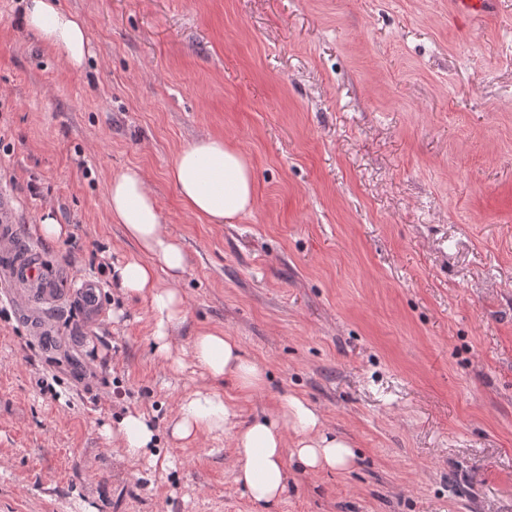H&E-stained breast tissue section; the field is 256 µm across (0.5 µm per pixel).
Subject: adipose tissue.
Returning <instances> with one entry per match:
<instances>
[{"mask_svg": "<svg viewBox=\"0 0 512 512\" xmlns=\"http://www.w3.org/2000/svg\"><path fill=\"white\" fill-rule=\"evenodd\" d=\"M22 22L44 45L61 51L70 68H82L91 54L83 17L62 9L58 0H26ZM168 176L184 207L204 223L229 224L253 207V169L223 138L202 135L181 148ZM108 211L140 251L114 267V279L125 294L149 299L157 318L159 355L169 358V330L184 318L183 299L170 286L185 270L184 248L164 227L140 168L129 167L112 177ZM193 354L214 381L232 378L244 389L266 382L264 371L221 329L197 331ZM218 431L230 434L235 479L262 512H271L286 493L289 461H296L304 471L317 472L348 468L355 456L352 443L328 429L322 414L294 395L284 396L273 411L243 425L220 392L198 390L188 395L172 426L173 436L192 443Z\"/></svg>", "mask_w": 512, "mask_h": 512, "instance_id": "1", "label": "adipose tissue"}]
</instances>
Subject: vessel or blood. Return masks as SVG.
I'll return each instance as SVG.
<instances>
[{
	"label": "vessel or blood",
	"mask_w": 512,
	"mask_h": 512,
	"mask_svg": "<svg viewBox=\"0 0 512 512\" xmlns=\"http://www.w3.org/2000/svg\"><path fill=\"white\" fill-rule=\"evenodd\" d=\"M0 280L13 287L28 286L38 290L42 300L59 299L56 283L43 275L39 254L19 241L10 204L0 196Z\"/></svg>",
	"instance_id": "1"
}]
</instances>
